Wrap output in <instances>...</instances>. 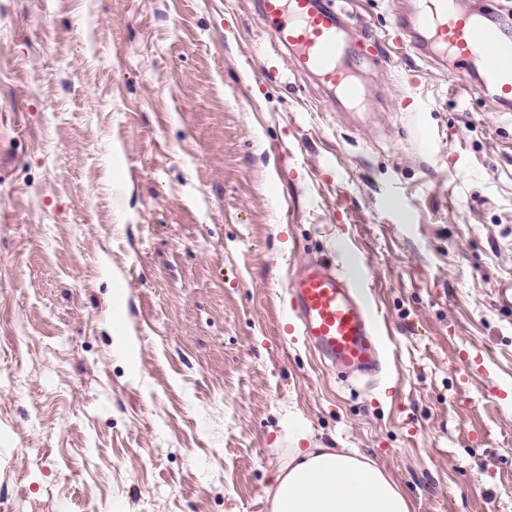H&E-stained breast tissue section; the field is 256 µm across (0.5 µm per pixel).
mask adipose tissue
I'll use <instances>...</instances> for the list:
<instances>
[{"label": "adipose tissue", "instance_id": "ef3b65f1", "mask_svg": "<svg viewBox=\"0 0 512 512\" xmlns=\"http://www.w3.org/2000/svg\"><path fill=\"white\" fill-rule=\"evenodd\" d=\"M305 430L278 465L261 512H411L392 476L369 457L335 448H305Z\"/></svg>", "mask_w": 512, "mask_h": 512}]
</instances>
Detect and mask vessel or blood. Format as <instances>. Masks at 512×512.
Listing matches in <instances>:
<instances>
[{
    "label": "vessel or blood",
    "mask_w": 512,
    "mask_h": 512,
    "mask_svg": "<svg viewBox=\"0 0 512 512\" xmlns=\"http://www.w3.org/2000/svg\"><path fill=\"white\" fill-rule=\"evenodd\" d=\"M257 11L276 55L314 76L337 99L359 103L358 63L380 65L368 36L350 27L336 0H257ZM396 34L418 58L467 89L512 112V34L496 17L464 11L459 0H413L395 14ZM294 328L345 376H373L380 367L381 333L352 280L332 264L301 266L286 286Z\"/></svg>",
    "instance_id": "1"
}]
</instances>
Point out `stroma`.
<instances>
[{"instance_id":"obj_1","label":"stroma","mask_w":512,"mask_h":512,"mask_svg":"<svg viewBox=\"0 0 512 512\" xmlns=\"http://www.w3.org/2000/svg\"><path fill=\"white\" fill-rule=\"evenodd\" d=\"M255 2L0 0V512H258L298 425L512 512V112L395 0H337L386 61L336 104ZM309 261L364 271L376 381L290 330Z\"/></svg>"}]
</instances>
